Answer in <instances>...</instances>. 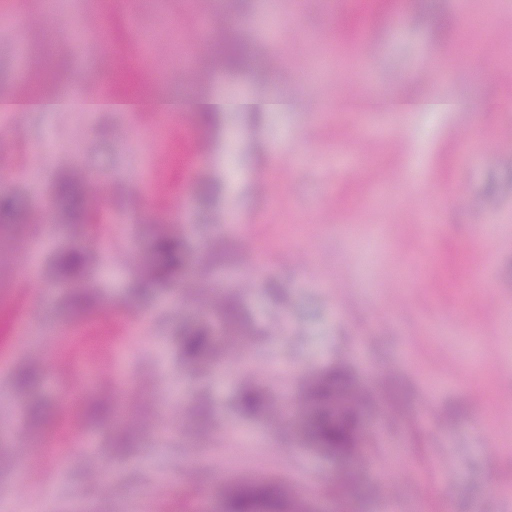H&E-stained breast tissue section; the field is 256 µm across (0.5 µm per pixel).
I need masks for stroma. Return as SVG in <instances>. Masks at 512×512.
Instances as JSON below:
<instances>
[{
	"label": "stroma",
	"instance_id": "1",
	"mask_svg": "<svg viewBox=\"0 0 512 512\" xmlns=\"http://www.w3.org/2000/svg\"><path fill=\"white\" fill-rule=\"evenodd\" d=\"M266 0L252 19L225 0H8L0 27V95L61 71L76 89L112 72L92 25L110 14L119 50L140 34L127 15L167 28L153 54L154 86L166 95L241 93L296 100L292 112L186 118L188 136L209 142L192 173L146 175L158 115L114 112H0V199L17 204L0 224V487L13 486V512H222L226 488L276 481L312 512H512V145L499 129L512 112L487 104L512 96V0H401L386 24L365 20L348 54L336 53L347 0H279L264 28ZM456 20L442 37L436 15ZM483 18L482 49L471 51L467 16ZM243 26L273 62L255 81L209 62L198 26ZM364 54L365 75L350 58ZM458 57L454 71L446 57ZM444 94L477 112L367 114L370 95ZM294 155L279 162L281 144ZM280 164L258 186L256 172ZM85 186L88 222L57 205L63 176ZM217 186L209 200L197 182ZM414 182L433 184L421 201ZM184 227L186 282L142 294L141 266L160 225ZM110 242L80 285L57 280L58 251ZM484 256L486 304L465 306L459 266ZM90 290L77 307L76 288ZM111 313L110 344L129 387L113 393L110 373L79 357L56 372L55 326L91 333ZM144 318L133 344L124 315ZM210 327L219 357L184 361L180 336ZM345 367L366 401L362 436L349 460L326 457L303 429L308 382ZM36 382L17 386L22 372ZM86 382L93 418L65 396ZM265 389L269 410L246 416L238 395ZM78 418L77 433L58 439Z\"/></svg>",
	"mask_w": 512,
	"mask_h": 512
}]
</instances>
